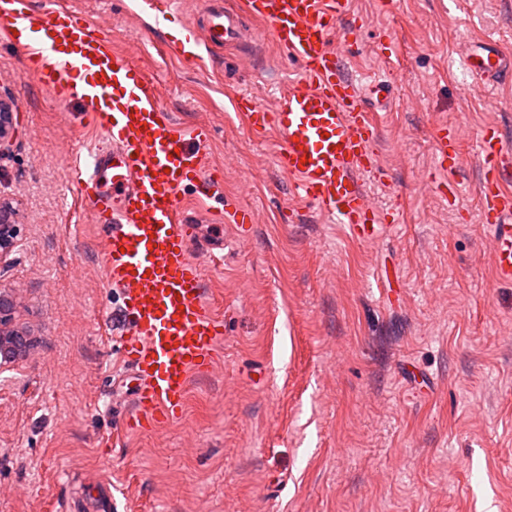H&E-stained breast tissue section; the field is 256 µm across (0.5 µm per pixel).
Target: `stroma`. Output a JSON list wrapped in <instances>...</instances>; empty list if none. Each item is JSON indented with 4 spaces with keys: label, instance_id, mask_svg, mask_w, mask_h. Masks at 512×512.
<instances>
[{
    "label": "stroma",
    "instance_id": "obj_1",
    "mask_svg": "<svg viewBox=\"0 0 512 512\" xmlns=\"http://www.w3.org/2000/svg\"><path fill=\"white\" fill-rule=\"evenodd\" d=\"M68 2L138 56L174 120L210 128L217 196L256 222L243 238L189 213L224 320L220 361L192 379L175 423L122 433L119 300L67 180L101 133L0 44L15 126L0 206L16 226L0 296L31 340L0 361V512H65L85 478L111 480L118 512H512V285L493 278L473 158L487 126L512 152V86L469 96L458 56L479 38L512 48V0H353L363 28L337 45L349 74L379 68L380 35L401 48L375 112L383 175L359 177L399 222L369 242L296 198L275 163L280 137L254 138L229 108L241 91L271 104L299 76L264 24L252 59L206 46L202 71L167 56L131 0ZM442 123L469 158L455 210L432 185Z\"/></svg>",
    "mask_w": 512,
    "mask_h": 512
}]
</instances>
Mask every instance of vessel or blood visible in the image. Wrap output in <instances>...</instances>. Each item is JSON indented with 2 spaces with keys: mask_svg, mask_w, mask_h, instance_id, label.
I'll use <instances>...</instances> for the list:
<instances>
[{
  "mask_svg": "<svg viewBox=\"0 0 512 512\" xmlns=\"http://www.w3.org/2000/svg\"><path fill=\"white\" fill-rule=\"evenodd\" d=\"M155 28L179 24L180 38L167 50L176 59L200 62L199 37L220 48L248 40L247 21L264 23L276 45L300 66V78L283 90L272 109L246 93L231 100L258 138L277 133L283 145L278 168L302 201L316 206L357 239L376 238L393 213H378L357 176L377 174L372 145L377 125L373 102L386 98L389 82L374 72L365 83L351 79L332 46L344 26L351 0H244L229 9L205 0L198 18H184L179 0H141ZM39 31L21 43L19 34ZM0 32L21 43L28 74L54 88L64 100L81 101L85 119L102 140L76 158L67 177L100 231L102 276L122 300L119 338L129 371L133 411L128 430L150 429L178 420L192 377L216 365L224 323L205 301L202 264L193 255V237L181 196L195 186L196 198L213 222L236 225L248 234L250 208L214 209L217 181L209 168L207 126L177 124L158 98L155 83L134 58L113 47L108 35L68 6L45 0L34 15L30 0H0ZM487 85L512 82V54L493 40L470 46L462 60ZM455 128L433 134L435 183L442 203L455 204V180L462 159ZM482 176L477 186L480 222L492 241L494 274L512 283V190L503 184L508 164L497 128L484 129L475 148ZM71 512H112V485L93 481L70 504Z\"/></svg>",
  "mask_w": 512,
  "mask_h": 512,
  "instance_id": "1",
  "label": "vessel or blood"
}]
</instances>
